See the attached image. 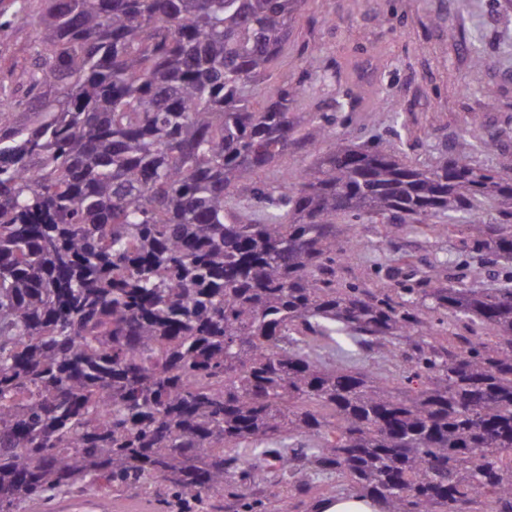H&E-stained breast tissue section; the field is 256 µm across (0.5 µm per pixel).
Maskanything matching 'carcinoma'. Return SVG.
Here are the masks:
<instances>
[{
    "label": "carcinoma",
    "mask_w": 512,
    "mask_h": 512,
    "mask_svg": "<svg viewBox=\"0 0 512 512\" xmlns=\"http://www.w3.org/2000/svg\"><path fill=\"white\" fill-rule=\"evenodd\" d=\"M306 2L0 0L35 31L0 67V512L156 480L206 512L290 461L382 512H512V282L336 287L359 243L342 217L462 224L511 261L512 178L472 164L490 141L422 168L316 115L315 161L258 185L299 140L298 88L253 99ZM438 311L496 341H431ZM341 336L421 386L344 364ZM296 500L314 512L310 481Z\"/></svg>",
    "instance_id": "obj_1"
}]
</instances>
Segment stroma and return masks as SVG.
<instances>
[{"label": "stroma", "instance_id": "obj_1", "mask_svg": "<svg viewBox=\"0 0 512 512\" xmlns=\"http://www.w3.org/2000/svg\"><path fill=\"white\" fill-rule=\"evenodd\" d=\"M286 83L301 88L293 101L301 118L328 113L336 138L423 167L453 155L477 123L497 145L474 151L473 164L512 177V0H308L263 92ZM358 236L359 250L336 267L337 287L389 293L421 271L447 275L461 260L471 274L490 269L458 233L396 234L363 220Z\"/></svg>", "mask_w": 512, "mask_h": 512}]
</instances>
